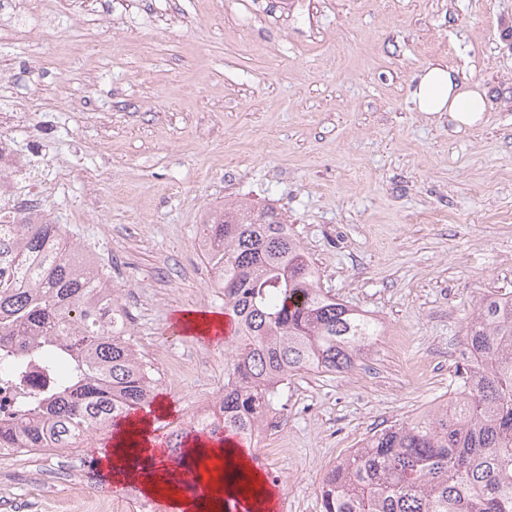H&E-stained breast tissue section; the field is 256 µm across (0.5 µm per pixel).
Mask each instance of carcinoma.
Wrapping results in <instances>:
<instances>
[{
    "label": "carcinoma",
    "mask_w": 512,
    "mask_h": 512,
    "mask_svg": "<svg viewBox=\"0 0 512 512\" xmlns=\"http://www.w3.org/2000/svg\"><path fill=\"white\" fill-rule=\"evenodd\" d=\"M206 258L218 271L224 314L234 323L224 362V423L175 428L170 455L186 453L190 433L261 437L275 385L302 371H350L379 322L319 287V272L291 225L272 207L226 203L202 223ZM0 239L26 287L0 285V367L10 353L63 356L65 375L33 396L20 423L0 427V448L81 442L118 416L151 403L142 356L121 334V307L100 311L112 286L61 224H0ZM452 395L365 439L330 467L319 485L323 512H512V295L485 296L472 313Z\"/></svg>",
    "instance_id": "1"
}]
</instances>
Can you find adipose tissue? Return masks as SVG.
<instances>
[{
    "instance_id": "ef3b65f1",
    "label": "adipose tissue",
    "mask_w": 512,
    "mask_h": 512,
    "mask_svg": "<svg viewBox=\"0 0 512 512\" xmlns=\"http://www.w3.org/2000/svg\"><path fill=\"white\" fill-rule=\"evenodd\" d=\"M410 95L419 111L447 113L458 128L481 120L487 108L485 92L459 83L456 71L440 65L427 67L418 76ZM149 433L148 415L132 418L128 432L116 438L101 455L100 472L105 480L139 482L146 495L165 497L175 512H223L229 499L238 500L246 512H263L266 479L249 452L233 440L191 442L193 467L209 491L202 501L189 495L181 485L180 470L165 464L150 465Z\"/></svg>"
}]
</instances>
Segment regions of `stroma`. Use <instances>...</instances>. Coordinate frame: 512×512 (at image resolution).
Listing matches in <instances>:
<instances>
[{"label": "stroma", "mask_w": 512, "mask_h": 512, "mask_svg": "<svg viewBox=\"0 0 512 512\" xmlns=\"http://www.w3.org/2000/svg\"><path fill=\"white\" fill-rule=\"evenodd\" d=\"M252 2L23 12L0 43V115L55 174L43 192L68 235L111 257L170 426H190L224 380V343L174 323L224 312L194 245L226 200L287 215L321 287L382 322L352 371L291 377L286 423L256 445L288 512H321L326 470L447 399L471 313L512 293V0H269L265 15ZM431 64L486 90L479 123L417 110L409 88ZM110 441L0 461V512H75L69 471ZM26 471L40 483L14 485Z\"/></svg>", "instance_id": "35a3bbf8"}]
</instances>
